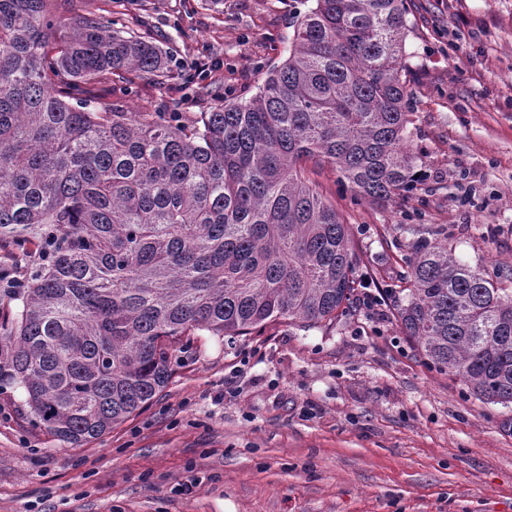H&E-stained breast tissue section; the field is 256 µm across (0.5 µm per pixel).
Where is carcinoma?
Wrapping results in <instances>:
<instances>
[{"label": "carcinoma", "instance_id": "obj_1", "mask_svg": "<svg viewBox=\"0 0 512 512\" xmlns=\"http://www.w3.org/2000/svg\"><path fill=\"white\" fill-rule=\"evenodd\" d=\"M73 2L0 0V257L30 254L22 287L0 288V391L23 389L25 421L76 448L162 392L193 336L350 315L360 255L306 163L376 204L430 188L406 0H315L259 91L195 121L112 105L100 89L163 83L166 58L133 13L131 33L87 8L57 35ZM396 230L401 332L477 399L512 405V268L461 263L446 224Z\"/></svg>", "mask_w": 512, "mask_h": 512}]
</instances>
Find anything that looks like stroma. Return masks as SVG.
<instances>
[{
  "label": "stroma",
  "instance_id": "1",
  "mask_svg": "<svg viewBox=\"0 0 512 512\" xmlns=\"http://www.w3.org/2000/svg\"><path fill=\"white\" fill-rule=\"evenodd\" d=\"M311 4L136 0L173 77L109 96L198 118L212 105L180 76L199 60L221 98H249ZM410 19L429 193L357 203L331 166L312 175L353 228L355 315L194 337L148 406L78 448L23 422L21 390L0 391V512H512V406L427 365L392 307L369 302L400 269L386 226L444 224L462 263L512 267V0H411Z\"/></svg>",
  "mask_w": 512,
  "mask_h": 512
}]
</instances>
